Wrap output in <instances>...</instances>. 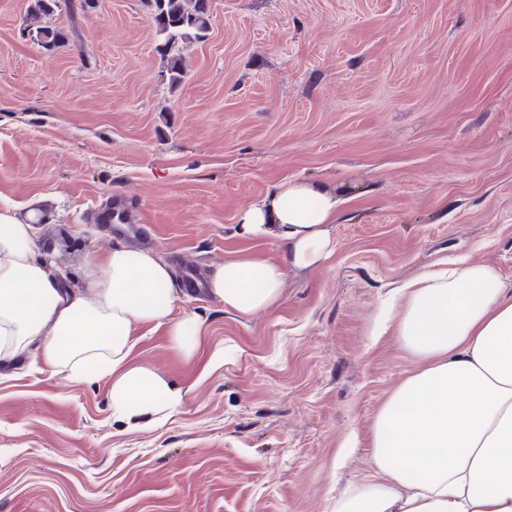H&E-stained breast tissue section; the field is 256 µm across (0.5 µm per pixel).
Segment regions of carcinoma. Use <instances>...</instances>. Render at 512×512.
<instances>
[{"label":"carcinoma","mask_w":512,"mask_h":512,"mask_svg":"<svg viewBox=\"0 0 512 512\" xmlns=\"http://www.w3.org/2000/svg\"><path fill=\"white\" fill-rule=\"evenodd\" d=\"M151 20L163 37L164 51H173L186 39H203L210 28L208 0H152ZM34 38L46 48L61 45L66 34L49 26L35 30Z\"/></svg>","instance_id":"1"}]
</instances>
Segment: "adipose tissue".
I'll use <instances>...</instances> for the list:
<instances>
[{
    "mask_svg": "<svg viewBox=\"0 0 512 512\" xmlns=\"http://www.w3.org/2000/svg\"><path fill=\"white\" fill-rule=\"evenodd\" d=\"M338 200L306 181L239 211L249 239L276 237L297 267L326 263ZM38 213L0 207V367L32 358L76 383L108 379L114 420L154 427L183 403L163 373L136 361L139 329L163 331L192 359L202 321L182 310L172 268L152 248L119 244L88 256L82 285L57 277L40 243ZM209 294L240 317L283 296L279 262L244 255L215 265ZM386 312L416 369L371 427V469L337 495L331 512H512V289L497 270L465 262L400 290Z\"/></svg>",
    "mask_w": 512,
    "mask_h": 512,
    "instance_id": "ef3b65f1",
    "label": "adipose tissue"
}]
</instances>
